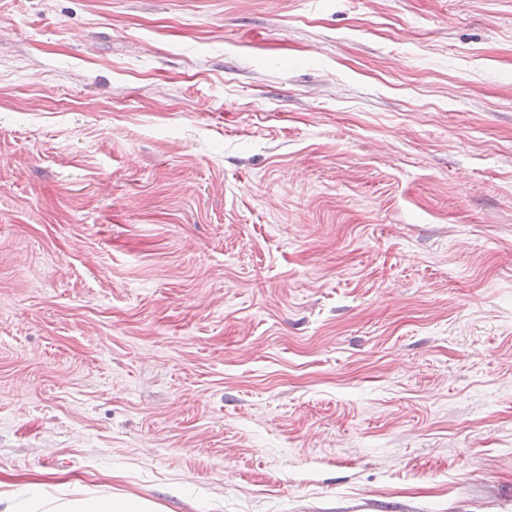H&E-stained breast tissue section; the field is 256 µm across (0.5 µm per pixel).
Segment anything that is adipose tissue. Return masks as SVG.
Masks as SVG:
<instances>
[{
	"mask_svg": "<svg viewBox=\"0 0 512 512\" xmlns=\"http://www.w3.org/2000/svg\"><path fill=\"white\" fill-rule=\"evenodd\" d=\"M155 504L146 500L119 498L109 493L87 494L72 490L70 495L55 496L44 483L34 482L17 495L0 492V512H155Z\"/></svg>",
	"mask_w": 512,
	"mask_h": 512,
	"instance_id": "obj_1",
	"label": "adipose tissue"
}]
</instances>
